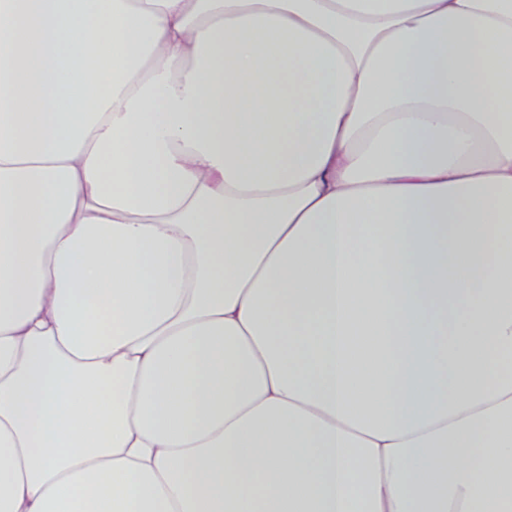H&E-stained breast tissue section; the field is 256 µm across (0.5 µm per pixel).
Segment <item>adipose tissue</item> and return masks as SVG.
Wrapping results in <instances>:
<instances>
[{
  "label": "adipose tissue",
  "instance_id": "1",
  "mask_svg": "<svg viewBox=\"0 0 512 512\" xmlns=\"http://www.w3.org/2000/svg\"><path fill=\"white\" fill-rule=\"evenodd\" d=\"M0 512H512V0H0Z\"/></svg>",
  "mask_w": 512,
  "mask_h": 512
}]
</instances>
